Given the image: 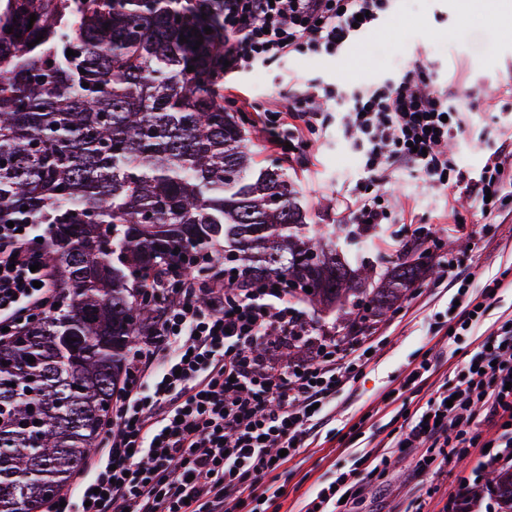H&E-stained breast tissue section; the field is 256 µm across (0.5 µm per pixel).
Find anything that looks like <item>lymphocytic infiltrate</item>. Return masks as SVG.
<instances>
[{"instance_id":"1","label":"lymphocytic infiltrate","mask_w":512,"mask_h":512,"mask_svg":"<svg viewBox=\"0 0 512 512\" xmlns=\"http://www.w3.org/2000/svg\"><path fill=\"white\" fill-rule=\"evenodd\" d=\"M393 0H224L228 73L310 51L336 55L371 30ZM338 89L312 80L289 96L253 108L268 147L284 160L309 151L325 122L318 100ZM474 98L458 99L435 80L430 60L404 65L397 79L366 86L340 115L345 136L364 150L366 188L345 202L364 233L388 223L392 206L386 173L405 171L449 202L467 197L490 223L503 212L512 186V149L498 146L479 177L464 174L448 145L466 130ZM37 225L0 224V342L54 306L55 271L42 261ZM441 282L457 305L434 330L458 361L439 374L425 353L398 387L384 395L401 423L387 434L400 454L417 456L418 472L459 468L465 449L483 446L484 467L512 458V319L486 325L504 277L471 287V266L440 254ZM274 278L228 280L215 288L180 277L165 295L163 313L134 346L126 381L112 403L109 437L86 475L45 512H244L279 498L263 476L286 469L312 444L339 392L369 363L365 352H341L290 306ZM211 297L201 307L200 295ZM309 343L308 358L284 364L269 353L272 338ZM390 463L368 451L333 485L316 486L303 512H351L363 484Z\"/></svg>"}]
</instances>
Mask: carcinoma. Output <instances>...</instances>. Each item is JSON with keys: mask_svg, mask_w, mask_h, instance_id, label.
Wrapping results in <instances>:
<instances>
[{"mask_svg": "<svg viewBox=\"0 0 512 512\" xmlns=\"http://www.w3.org/2000/svg\"><path fill=\"white\" fill-rule=\"evenodd\" d=\"M223 16L224 0H0V224L47 225L60 273L59 306L0 344V512H42L101 444L170 272L207 279L230 256L347 317L419 278L407 258L351 267L336 225L307 223L288 174L255 161L224 111ZM485 491L512 512V469L469 497Z\"/></svg>", "mask_w": 512, "mask_h": 512, "instance_id": "1", "label": "carcinoma"}]
</instances>
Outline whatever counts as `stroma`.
I'll return each mask as SVG.
<instances>
[{
	"label": "stroma",
	"instance_id": "stroma-1",
	"mask_svg": "<svg viewBox=\"0 0 512 512\" xmlns=\"http://www.w3.org/2000/svg\"><path fill=\"white\" fill-rule=\"evenodd\" d=\"M455 2L397 0L382 26L361 38L363 53L357 63H349L340 55L296 53L280 62L256 66L249 73L228 75L225 83L260 103L271 92H286L285 80L290 75L336 82L344 90L356 89L397 73L414 57L429 58L441 79L458 93L492 98L490 112L470 114L461 143L453 147L459 155L460 167L477 175L502 135L512 132V95L503 91L504 85L512 84V35L492 21L494 0H473L462 11ZM285 170L298 186L311 223H348L339 202L353 194L364 178V158L360 148L345 138L335 110H327L317 146L302 161L286 165ZM389 186L398 198L397 214L374 236L345 243L349 261L357 265L379 258L394 261L402 257L400 243L407 238L400 217L404 210L411 211L419 224L444 228L443 246L431 250L429 273L423 274L420 282L401 296L393 312L386 315L370 316L360 322L346 321L300 304L303 317L325 335L335 337L341 347H349L361 333L379 338L381 344L375 358L337 398L335 410L320 430L327 438L326 443L308 448L301 462L289 464L282 473L288 496L281 508L272 507L268 512H300L308 490L320 482L333 481L336 467H350L356 454L371 450L368 441L347 449L337 440L336 435L348 417L372 411L381 425L395 414V406H383L382 397L398 386L410 363L434 346L435 315L448 309L454 295L453 289L438 283L439 253L448 251L462 259L475 254L481 272L488 275L512 268V215L501 224H488L478 205L463 198L457 207L465 224L454 229L449 223L445 197L433 194L403 172L391 175ZM415 464L414 456H394L384 479L367 487L357 512H401L417 496L420 487L429 483L439 487L430 512H443L449 497L467 499L468 490L461 487L456 473L420 475Z\"/></svg>",
	"mask_w": 512,
	"mask_h": 512
}]
</instances>
